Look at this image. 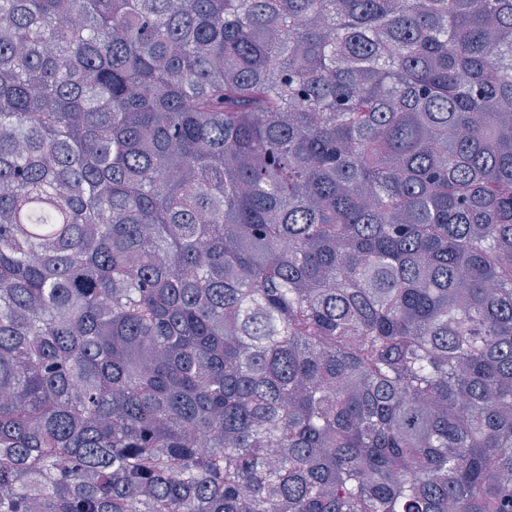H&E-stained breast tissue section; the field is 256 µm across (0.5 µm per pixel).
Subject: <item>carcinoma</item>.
Returning <instances> with one entry per match:
<instances>
[{"label":"carcinoma","instance_id":"cac0c4a2","mask_svg":"<svg viewBox=\"0 0 512 512\" xmlns=\"http://www.w3.org/2000/svg\"><path fill=\"white\" fill-rule=\"evenodd\" d=\"M0 512H512V0H0Z\"/></svg>","mask_w":512,"mask_h":512}]
</instances>
